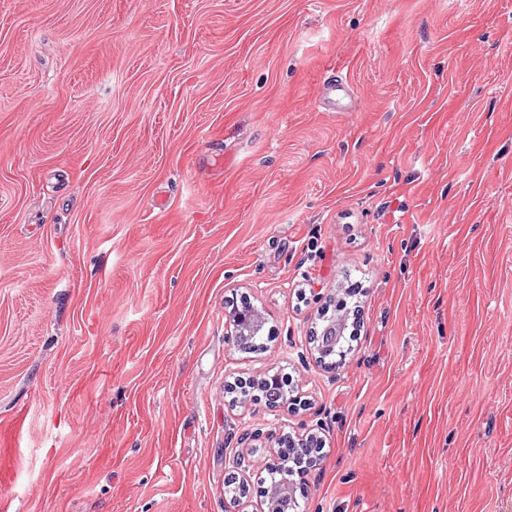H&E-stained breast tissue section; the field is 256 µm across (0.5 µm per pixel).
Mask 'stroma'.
<instances>
[{
  "label": "stroma",
  "mask_w": 512,
  "mask_h": 512,
  "mask_svg": "<svg viewBox=\"0 0 512 512\" xmlns=\"http://www.w3.org/2000/svg\"><path fill=\"white\" fill-rule=\"evenodd\" d=\"M349 284L335 377L313 291ZM270 369L296 411L232 405ZM18 412L10 512H229L233 434L317 423L303 512H512V0H0ZM347 96L344 83L336 79V76L329 77L324 84V91L318 101V106L335 109L341 106V101Z\"/></svg>",
  "instance_id": "stroma-1"
}]
</instances>
